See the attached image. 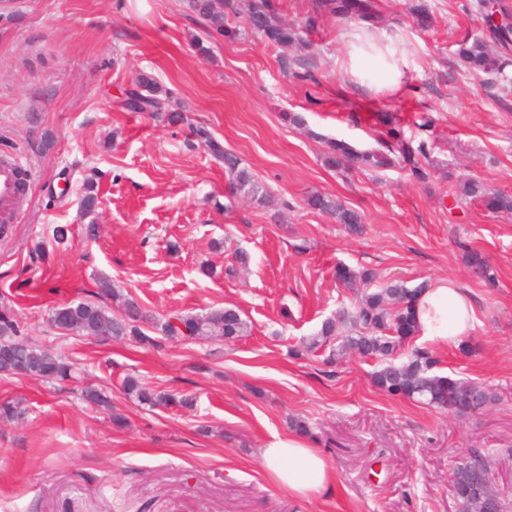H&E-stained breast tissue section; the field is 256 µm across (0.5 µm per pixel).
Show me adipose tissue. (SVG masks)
I'll use <instances>...</instances> for the list:
<instances>
[{
	"label": "adipose tissue",
	"mask_w": 512,
	"mask_h": 512,
	"mask_svg": "<svg viewBox=\"0 0 512 512\" xmlns=\"http://www.w3.org/2000/svg\"><path fill=\"white\" fill-rule=\"evenodd\" d=\"M378 39L385 44V53L354 50L350 70L357 75L375 67L387 74L390 83H397L402 74L400 62L386 60L385 55L395 52L398 38L383 32ZM413 308L417 334L433 348L458 345L470 336L477 323L472 293L452 280L421 290ZM259 458L268 478L290 495L315 497L333 492L336 486L334 471L315 439L294 433L273 436L260 449Z\"/></svg>",
	"instance_id": "1"
}]
</instances>
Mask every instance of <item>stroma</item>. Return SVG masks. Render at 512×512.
<instances>
[{"label": "stroma", "mask_w": 512, "mask_h": 512, "mask_svg": "<svg viewBox=\"0 0 512 512\" xmlns=\"http://www.w3.org/2000/svg\"><path fill=\"white\" fill-rule=\"evenodd\" d=\"M376 3L375 28L398 34L405 62L393 88L379 72L351 74L355 27L327 13L302 44L279 48L242 28L224 37L188 0H0V154L29 173L0 236V298L28 341L77 369L55 383L0 375V402L22 408L0 420V512H457L452 474L473 448L489 451L512 512V213L449 193L467 177L512 193V85L456 54L463 39L489 37L474 0ZM417 4L431 27L415 24ZM144 75L182 120L124 109ZM380 112L428 142L426 181L397 165L328 164L329 138L380 149ZM425 114L434 123L422 129ZM197 127L242 160L269 204L229 195ZM316 192L358 211L363 234L309 208ZM56 225L69 227L66 244L54 243ZM471 252L493 282L470 274ZM340 263L409 288L451 279L470 290L478 324L463 345L433 350L434 372L482 382L499 402L460 419L377 388L378 361L353 352L329 366L325 351L300 353L358 300L336 282ZM103 277L149 321L226 306L250 331L232 343L160 335L144 346L49 323L71 301L119 312L98 294ZM129 375L193 404L138 405L122 391ZM87 387L111 408L83 402ZM114 408L125 427L113 426ZM294 419L318 436L332 494L288 495L260 466L259 448Z\"/></svg>", "instance_id": "35a3bbf8"}]
</instances>
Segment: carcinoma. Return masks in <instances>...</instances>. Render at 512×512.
<instances>
[{"label":"carcinoma","instance_id":"cac0c4a2","mask_svg":"<svg viewBox=\"0 0 512 512\" xmlns=\"http://www.w3.org/2000/svg\"><path fill=\"white\" fill-rule=\"evenodd\" d=\"M316 7L329 10L338 18L374 20L373 0H317ZM191 8L205 17L216 30L228 14L241 15L245 27L264 37L270 44L288 48L302 41L304 29L314 27L315 17L310 16L305 27H297L282 21L270 0H191ZM512 31L496 28L490 30L491 42L475 38L464 40L459 45L460 62L468 70L490 75L495 79L512 82L505 74V54L509 53V35ZM139 85L148 91L144 95L135 90L124 101L125 107L134 112H166L168 119L181 120L183 115L169 112V100L157 95L151 78L144 76ZM383 126L381 137L387 141V152L358 150L342 140L328 141V162L336 167L350 169H380L394 164L390 154L396 152L404 168L417 180H424L428 172L422 165L429 153L424 140L413 143L405 138L403 128L391 122L387 115H379ZM198 140L212 156L224 164L231 193L250 200L259 206L266 205L269 194L241 159L226 151L214 140L209 131L199 127L195 130ZM457 200H480L491 210L512 212V195L489 193L484 185L473 178L458 182L451 190ZM308 206L336 218L355 234L363 231L361 216L330 196L313 193L307 198ZM467 264L478 277H489V267L484 257L477 252L468 255ZM336 281L345 288H356L375 279L369 269L356 270L341 264L336 267ZM418 290L396 282H386L376 291L361 297L351 311H340L335 317L325 320L307 344V348L318 350L334 344L328 361L355 351L363 356L379 360L382 367L374 373L373 382L381 390L393 396L446 410L456 416L478 413L498 400L490 387L478 383L455 379L432 373L434 359L427 351L415 350L407 360L397 364L400 348L415 335L412 301ZM126 313L122 319L109 315L108 310L97 301L82 300L65 302L53 308L52 324L63 331L115 339L132 338L141 343H152L153 338L145 334L140 323L146 320L140 307L132 300H125ZM250 325L236 309L224 307L212 309L204 314H182L175 312L160 324L159 331L170 339L197 341L222 338L226 342L247 335ZM20 327L10 313L0 310V374L16 376L17 365H23L26 376L44 380H66L72 377V365L64 357L46 349L28 344L18 338ZM125 394L140 404L150 407L166 406L174 401L169 394H161L143 384L134 376L123 382ZM489 464L488 455L473 449L456 467L452 486L456 500L467 506L466 512H488L485 500L475 493L482 482L483 468Z\"/></svg>","mask_w":512,"mask_h":512}]
</instances>
